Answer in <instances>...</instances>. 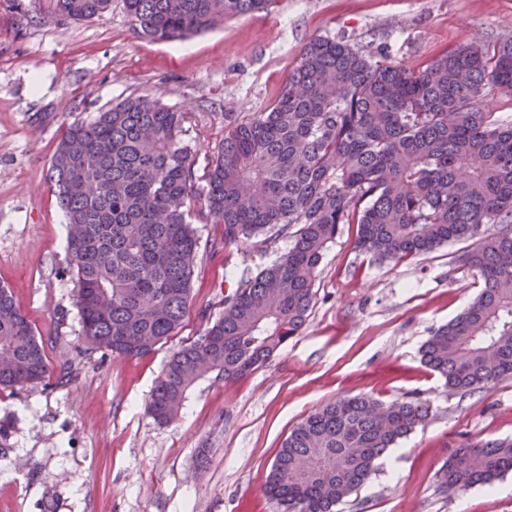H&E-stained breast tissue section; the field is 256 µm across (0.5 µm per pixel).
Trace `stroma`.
Here are the masks:
<instances>
[{"label":"stroma","mask_w":512,"mask_h":512,"mask_svg":"<svg viewBox=\"0 0 512 512\" xmlns=\"http://www.w3.org/2000/svg\"><path fill=\"white\" fill-rule=\"evenodd\" d=\"M510 36L512 0H279L272 12L172 42L139 35L124 0L83 21L55 15L51 0H0V285L53 368L43 382L0 388V512H280L265 483L283 441L348 394L432 409L341 512H512V473L456 495L439 486L458 448L512 438V376L461 393L421 362L431 332L480 291L460 262L468 242L375 262L354 249L355 225H342L302 334L242 380H199L164 425L148 408L155 383L222 312L240 258L225 249L223 225L194 221L191 302L176 335L137 358L88 348L66 219L48 179L69 125L137 96L184 112L204 175L225 113L264 111L317 37L417 65Z\"/></svg>","instance_id":"35a3bbf8"}]
</instances>
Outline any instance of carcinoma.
Wrapping results in <instances>:
<instances>
[{
  "mask_svg": "<svg viewBox=\"0 0 512 512\" xmlns=\"http://www.w3.org/2000/svg\"><path fill=\"white\" fill-rule=\"evenodd\" d=\"M74 21L112 0H52ZM156 41L270 12L278 0H124ZM512 90V37L462 45L422 67L392 63L343 38H315L264 112L230 122L198 189L184 113L128 97L70 125L49 167L67 217L82 336L92 349L144 356L176 334L191 300L197 218L224 225V248L248 246L220 317L178 349L150 396L160 423L216 374L235 381L299 335L318 266L343 224L355 248L399 262L471 239L463 265L483 287L422 347L423 363L454 390L512 374V119L489 110ZM498 224L491 233L485 225ZM288 251L255 270L253 255ZM50 363L34 325L0 286V387L38 383ZM422 401L344 396L299 423L281 445L266 491L284 512H334L377 461L428 416ZM512 471V439H486L448 460L454 494Z\"/></svg>",
  "mask_w": 512,
  "mask_h": 512,
  "instance_id": "obj_1",
  "label": "carcinoma"
}]
</instances>
